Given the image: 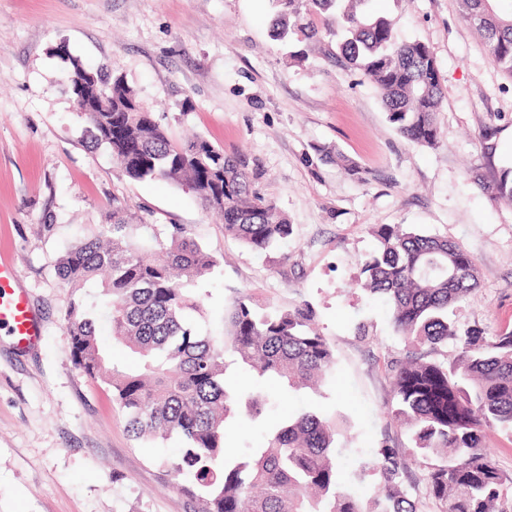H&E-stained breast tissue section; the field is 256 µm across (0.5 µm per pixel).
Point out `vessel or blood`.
I'll return each mask as SVG.
<instances>
[{
    "mask_svg": "<svg viewBox=\"0 0 512 512\" xmlns=\"http://www.w3.org/2000/svg\"><path fill=\"white\" fill-rule=\"evenodd\" d=\"M0 328L21 349L34 345L42 335L26 294L17 286L15 268L5 262H0Z\"/></svg>",
    "mask_w": 512,
    "mask_h": 512,
    "instance_id": "vessel-or-blood-1",
    "label": "vessel or blood"
}]
</instances>
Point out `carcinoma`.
Segmentation results:
<instances>
[{
    "instance_id": "carcinoma-1",
    "label": "carcinoma",
    "mask_w": 512,
    "mask_h": 512,
    "mask_svg": "<svg viewBox=\"0 0 512 512\" xmlns=\"http://www.w3.org/2000/svg\"><path fill=\"white\" fill-rule=\"evenodd\" d=\"M273 2L280 37L296 47L291 57L303 62L309 44L336 40L333 57L376 84L397 133L423 147L439 145L436 115L444 92L429 46L399 40L391 18L364 12L368 0ZM491 2L460 5L512 79V8L497 11ZM312 15L325 16L324 29L308 21ZM59 55L75 110L125 178L187 187L206 212L222 217L224 232L257 254L288 241L292 225L254 191V174L240 160L202 136L172 141L110 64L88 65L66 47ZM470 180L492 200L512 204V166L491 181L475 169ZM134 220L112 199L97 235L57 265L60 279L75 288L101 280L104 296L70 303V354L86 376L111 391L132 437L179 440V454L165 465L187 483L198 512H416L396 448H379L353 481L341 482L340 427L319 412L292 416L261 448L237 453L226 447L227 419L239 406L259 419L276 403L261 380L315 389L332 374L334 350L309 306L259 312L247 297L224 312L222 341L200 335L186 321L196 304L179 277H202L217 261L180 227L168 243L151 246L136 234L150 225ZM372 233L378 246L363 262L358 285L387 303L394 330L411 345L391 366L392 415L408 426L416 455L440 459L428 473L429 494L445 512H512V477L482 448L485 429L512 431V329L487 338L448 317V309L478 287L476 260L463 245L399 224H377ZM103 315L112 344L125 348L134 365L109 361L99 334ZM450 340L459 344L452 360L431 358ZM228 353L252 372L253 387L244 397L224 381ZM368 476L376 477L378 490L366 501L361 485Z\"/></svg>"
}]
</instances>
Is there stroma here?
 Segmentation results:
<instances>
[{"mask_svg":"<svg viewBox=\"0 0 512 512\" xmlns=\"http://www.w3.org/2000/svg\"><path fill=\"white\" fill-rule=\"evenodd\" d=\"M368 9L434 51L446 92L438 148L400 137L375 85L324 50L294 61L275 35L272 0H0V261L17 270L43 327L25 351L0 331V512L196 508L164 464L178 440H134L108 388L70 357L66 313L95 288L63 283L57 262L98 233L116 198L160 240L181 227L217 259L189 285L198 308L188 319L201 334L223 338L224 310L244 296L258 309L309 305L336 366L268 423L304 408L337 418L346 481L381 445L399 449L417 512H442L427 494L428 461L411 459L409 432L390 411L386 364L408 344L356 280L375 245L371 225H409L475 258L479 286L455 317L488 337L512 329V205L468 176L512 165V80L458 0H369ZM62 42L84 62L110 63L174 140L199 134L240 157L288 217V242L256 254L187 188L122 176L107 150L90 147L87 120L64 91ZM488 125L498 128L490 159L478 141Z\"/></svg>","mask_w":512,"mask_h":512,"instance_id":"obj_1","label":"stroma"}]
</instances>
